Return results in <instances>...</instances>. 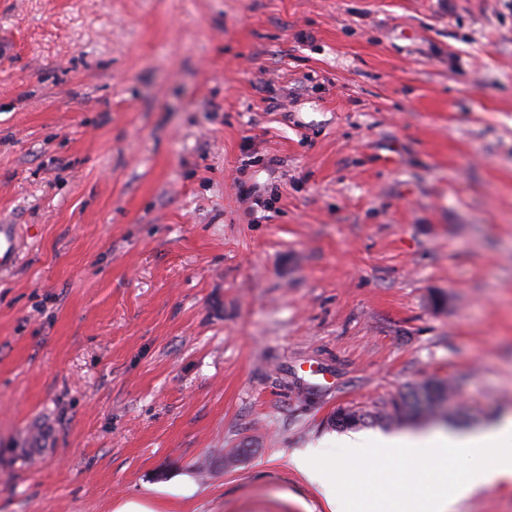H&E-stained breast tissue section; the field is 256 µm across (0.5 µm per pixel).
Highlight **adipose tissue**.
<instances>
[{
    "label": "adipose tissue",
    "mask_w": 512,
    "mask_h": 512,
    "mask_svg": "<svg viewBox=\"0 0 512 512\" xmlns=\"http://www.w3.org/2000/svg\"><path fill=\"white\" fill-rule=\"evenodd\" d=\"M342 456L309 448L292 458L330 512H457L459 504L512 477V417L469 436L435 431L376 437L371 447L345 438Z\"/></svg>",
    "instance_id": "obj_1"
}]
</instances>
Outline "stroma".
I'll return each instance as SVG.
<instances>
[{
	"mask_svg": "<svg viewBox=\"0 0 512 512\" xmlns=\"http://www.w3.org/2000/svg\"><path fill=\"white\" fill-rule=\"evenodd\" d=\"M0 224V512H328L512 414V0H0ZM19 237L16 224H0V272L12 270L18 261ZM451 392L449 383L447 387L443 381L430 378L410 385L406 391L382 401L373 409L357 404L340 407L330 419V423L336 429L368 423L400 426L433 411L449 397Z\"/></svg>",
	"mask_w": 512,
	"mask_h": 512,
	"instance_id": "35a3bbf8",
	"label": "stroma"
}]
</instances>
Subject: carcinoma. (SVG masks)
Here are the masks:
<instances>
[{
  "label": "carcinoma",
  "mask_w": 512,
  "mask_h": 512,
  "mask_svg": "<svg viewBox=\"0 0 512 512\" xmlns=\"http://www.w3.org/2000/svg\"><path fill=\"white\" fill-rule=\"evenodd\" d=\"M452 392L441 380H428L410 385L406 391L385 400L371 409L348 404L336 410L330 419L332 426L343 429L368 423L400 426L433 411Z\"/></svg>",
  "instance_id": "1"
}]
</instances>
